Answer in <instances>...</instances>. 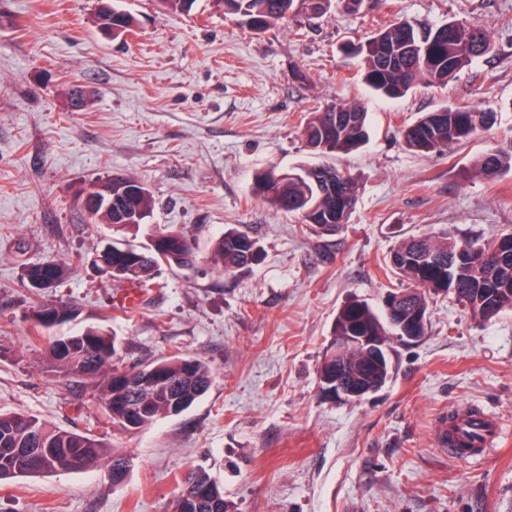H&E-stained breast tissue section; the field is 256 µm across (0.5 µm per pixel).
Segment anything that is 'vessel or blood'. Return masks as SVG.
Listing matches in <instances>:
<instances>
[{"label":"vessel or blood","instance_id":"1","mask_svg":"<svg viewBox=\"0 0 512 512\" xmlns=\"http://www.w3.org/2000/svg\"><path fill=\"white\" fill-rule=\"evenodd\" d=\"M455 427L462 433L456 439H449L447 431H440L438 443L459 461L467 462L486 456L502 436L500 419L483 410H472L457 415Z\"/></svg>","mask_w":512,"mask_h":512}]
</instances>
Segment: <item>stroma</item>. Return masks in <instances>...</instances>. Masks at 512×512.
<instances>
[{
  "instance_id": "obj_1",
  "label": "stroma",
  "mask_w": 512,
  "mask_h": 512,
  "mask_svg": "<svg viewBox=\"0 0 512 512\" xmlns=\"http://www.w3.org/2000/svg\"><path fill=\"white\" fill-rule=\"evenodd\" d=\"M134 37L104 36L96 0H0V410L76 432L100 433L103 407L87 383L66 385L31 320L34 300L74 308L53 328L117 336L114 364L129 368L176 352L214 369L208 393L180 415L107 439L132 458L113 485L105 467L0 483V512H174L187 472L224 486L231 512H512V310L482 321L453 294L432 296L426 333L392 341L391 378L360 401L323 393L318 367L339 310L382 312L401 280L387 265L412 235L487 243L512 232V171L487 180L473 158L512 143V0H362L266 32L198 0L190 15L162 0H119ZM417 31L462 20L484 28L492 50L444 87L374 95L351 54L379 24ZM91 91L71 111L69 84ZM364 107L370 139L335 157L357 184V203L335 234L271 209L256 175L315 163L302 136L308 112ZM467 104L498 114L488 132L417 153L397 130L423 113ZM119 173L150 190L153 229L184 233L193 268H162V287L132 313L123 284L92 258L110 234L87 223L80 194ZM235 227L259 239L261 258L227 274L211 241ZM46 260L71 273L40 298L22 265ZM479 407L503 439L463 463L436 435L451 414Z\"/></svg>"
}]
</instances>
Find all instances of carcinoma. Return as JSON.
I'll return each mask as SVG.
<instances>
[{"label": "carcinoma", "mask_w": 512, "mask_h": 512, "mask_svg": "<svg viewBox=\"0 0 512 512\" xmlns=\"http://www.w3.org/2000/svg\"><path fill=\"white\" fill-rule=\"evenodd\" d=\"M338 2L346 8L362 0H220L224 12L237 16L256 31L275 28L290 16H320ZM99 28L112 27L119 37L135 30L134 16L112 5V11H97ZM492 49L486 33L460 20L450 21L420 33L408 22L393 21L366 42L353 47L362 57L363 80L378 94L395 99L406 95L417 83L446 86L471 63ZM497 122V113L468 106L443 107L427 112L416 122L399 129L412 151L432 152L459 144L478 132H487ZM303 136L315 154L328 157L361 148L369 132L367 112L356 104L336 103L308 113ZM512 170V145L495 147L476 157L471 172L494 178ZM288 171L278 177L272 167L260 173L254 191L279 211L296 213L311 230L334 233L356 205L352 176L329 164ZM153 213V198L142 183L121 174L112 175V210L101 207L88 214L92 224H105L112 237L102 240L98 254L106 265H120L115 279L140 288H161V268L191 267L197 261L196 247L181 232L158 229L145 246L120 243L135 235ZM259 241L235 228H228L211 243L210 262L226 273H234L260 257ZM423 255L432 261L421 263ZM392 266L408 282L402 299L385 305L382 319L368 305L353 301L336 316L333 341L349 336H370L387 343L388 330L401 338L422 336L421 320L430 295L455 291V296L474 316L489 321L512 309V233L480 247L447 235L418 236L402 242L391 254ZM71 268L55 261L25 264L22 277L28 284L44 282L35 292L52 288L70 274ZM74 309L36 303L32 322L37 332L49 330L71 318ZM50 358L65 374L85 380L99 391L106 422L125 433L140 432L159 420L177 416L192 407L209 390L214 370L209 362L189 353H178L121 370L112 366L116 339L90 327L70 336L49 341ZM389 361L380 364L361 348L341 358L325 351L318 368L322 392L332 395L336 379L356 393L378 392L387 383ZM109 468L112 482L121 484L129 468L122 449L91 433H78L20 412H0V481L57 471H86L100 464ZM187 483L197 491L188 498L178 495L175 512H229L224 488L206 471L191 473Z\"/></svg>", "instance_id": "1"}]
</instances>
